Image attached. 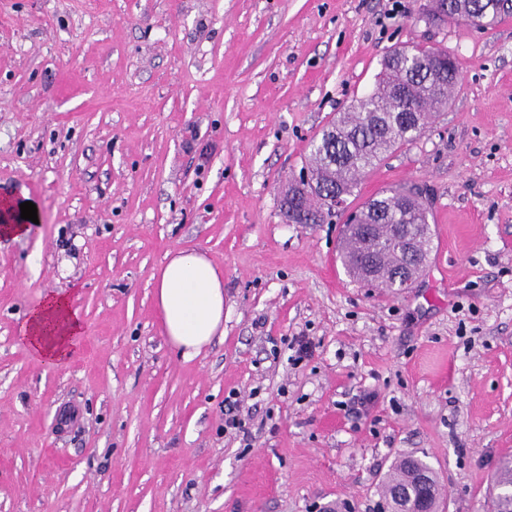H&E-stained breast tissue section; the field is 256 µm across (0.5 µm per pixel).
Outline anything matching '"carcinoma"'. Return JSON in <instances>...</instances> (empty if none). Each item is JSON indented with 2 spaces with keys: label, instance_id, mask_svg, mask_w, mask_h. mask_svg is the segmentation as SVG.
<instances>
[{
  "label": "carcinoma",
  "instance_id": "cac0c4a2",
  "mask_svg": "<svg viewBox=\"0 0 512 512\" xmlns=\"http://www.w3.org/2000/svg\"><path fill=\"white\" fill-rule=\"evenodd\" d=\"M448 7V21H464L479 15L493 24L512 12V0L499 6L492 0H446L425 16L431 20ZM417 58L385 57L376 88L356 100L353 109L323 131L313 146L309 181L293 179L288 192L300 195L305 222L316 224L328 209L330 199L354 194L360 179L385 156L417 140L429 119L448 106L450 92L458 85L455 59L441 48L414 47ZM357 212L364 223L344 231L340 259L352 276L377 279L387 288L403 290L406 279L415 276L419 264L397 254L399 240L410 233L418 237L419 248L428 255L432 243L423 190L412 185L386 189L366 202ZM428 482L418 485V477ZM384 493L393 512H410L412 500L428 496V508L436 512L438 485L432 468L421 458L404 456L390 468Z\"/></svg>",
  "mask_w": 512,
  "mask_h": 512
}]
</instances>
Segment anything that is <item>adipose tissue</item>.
Returning <instances> with one entry per match:
<instances>
[{
	"label": "adipose tissue",
	"mask_w": 512,
	"mask_h": 512,
	"mask_svg": "<svg viewBox=\"0 0 512 512\" xmlns=\"http://www.w3.org/2000/svg\"><path fill=\"white\" fill-rule=\"evenodd\" d=\"M154 297L169 344L190 359L224 333V279L204 254L176 252L159 273ZM84 338V321L70 296L45 294L17 331L19 343L34 358L66 364Z\"/></svg>",
	"instance_id": "obj_1"
}]
</instances>
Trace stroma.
Returning a JSON list of instances; mask_svg holds the SVG:
<instances>
[{
  "mask_svg": "<svg viewBox=\"0 0 512 512\" xmlns=\"http://www.w3.org/2000/svg\"><path fill=\"white\" fill-rule=\"evenodd\" d=\"M429 4L0 0V198L41 216L0 235V512H387L411 454L438 512H489L512 461V13L434 25ZM400 45L461 80L348 200L425 192L432 248L396 295L345 274L342 220L285 223L281 199ZM178 249L224 275V333L190 360L154 301ZM49 292L85 321L57 367L17 340ZM224 403V431L228 433L229 430H235L239 433H246L244 431L245 421L241 414L243 401L237 394L232 393L224 399ZM421 475L428 477V483L417 485ZM425 492L429 499V512L436 511L438 485L432 468L421 458L404 456L390 468L384 483V493L394 512H409L412 500Z\"/></svg>",
  "mask_w": 512,
  "mask_h": 512,
  "instance_id": "stroma-1",
  "label": "stroma"
}]
</instances>
